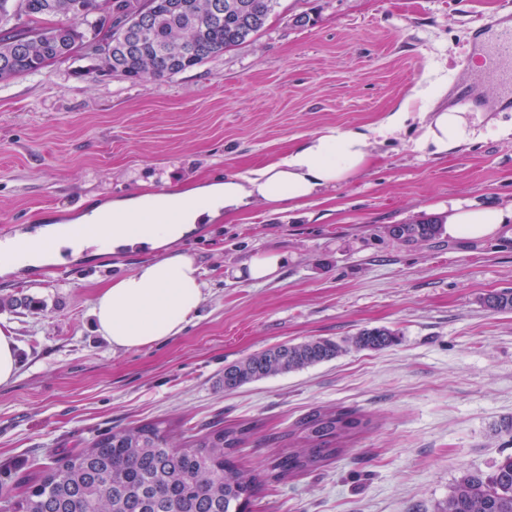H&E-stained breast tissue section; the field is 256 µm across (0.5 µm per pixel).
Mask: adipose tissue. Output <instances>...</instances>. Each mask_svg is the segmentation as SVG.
<instances>
[{"label":"adipose tissue","instance_id":"obj_1","mask_svg":"<svg viewBox=\"0 0 512 512\" xmlns=\"http://www.w3.org/2000/svg\"><path fill=\"white\" fill-rule=\"evenodd\" d=\"M476 126L462 106L427 112L413 146L418 151L445 154L473 141ZM371 147L365 132L329 129L245 175H229L224 181L184 192H145L92 206L79 221L111 222L108 250L147 244L162 252L161 257L140 264L99 291L91 309L96 332L116 351L150 347L178 336L200 307L206 287L196 257L178 247L186 234L198 224L236 214L253 203L275 212L310 204L362 171L370 161ZM511 225L512 208L457 205L449 209L443 231L452 239L479 240ZM42 233L56 243L49 257L56 261L68 251L81 255L87 244L69 224H48ZM49 258L34 253L17 259L5 253L0 255V274L39 266Z\"/></svg>","mask_w":512,"mask_h":512}]
</instances>
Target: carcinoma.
I'll return each instance as SVG.
<instances>
[{"label": "carcinoma", "instance_id": "carcinoma-1", "mask_svg": "<svg viewBox=\"0 0 512 512\" xmlns=\"http://www.w3.org/2000/svg\"><path fill=\"white\" fill-rule=\"evenodd\" d=\"M166 0H0V81L34 73L85 47L133 84L194 68L260 32L279 0H185L181 13ZM439 221L393 224L396 241L435 238ZM396 335L364 329L340 342L312 339L280 344L224 366V390L336 358L343 350H379ZM369 420L350 410L316 409L299 422L294 449L271 462V478L306 473L341 451L346 437ZM252 434L244 425L209 426L183 442L164 421L109 429L93 445L46 469L12 501L13 512H249L263 482L237 466L233 453ZM438 512H512V455L492 474L464 475Z\"/></svg>", "mask_w": 512, "mask_h": 512}]
</instances>
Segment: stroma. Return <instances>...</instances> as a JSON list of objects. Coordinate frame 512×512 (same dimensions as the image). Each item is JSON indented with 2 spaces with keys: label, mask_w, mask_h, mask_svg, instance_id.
I'll return each mask as SVG.
<instances>
[{
  "label": "stroma",
  "mask_w": 512,
  "mask_h": 512,
  "mask_svg": "<svg viewBox=\"0 0 512 512\" xmlns=\"http://www.w3.org/2000/svg\"><path fill=\"white\" fill-rule=\"evenodd\" d=\"M512 0H279L245 43L171 78L97 75L85 50L0 81V230L69 222L94 204L175 193L257 168L311 135L374 136L357 178L308 206L254 204L198 225L182 243L207 288L183 332L116 352L89 321L98 292L155 258L121 249L67 258L63 272L0 275V330L20 368L0 387V512L25 482L111 428L165 420L192 434L251 426L239 468L265 474L287 432L315 409L369 419L318 469L268 482L253 512H437L470 472L512 453V236L399 243L387 226L443 219L451 204L512 205V133L460 149L413 150L420 114L447 108L448 82L501 90L468 64L466 36ZM306 25H297V17ZM407 105L404 129L378 128ZM285 261L265 282L238 277L256 255ZM397 335L303 370L225 391L226 364L282 343Z\"/></svg>",
  "instance_id": "1"
}]
</instances>
